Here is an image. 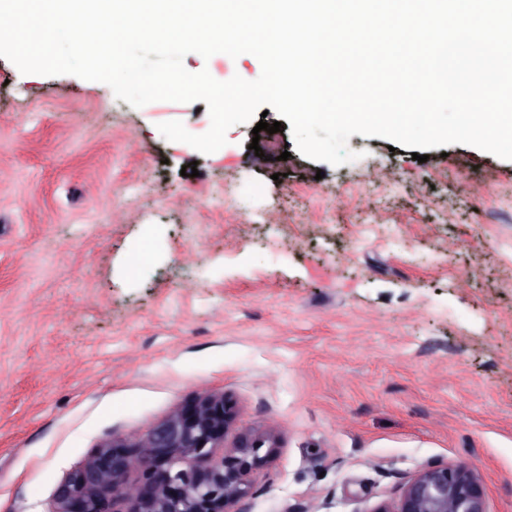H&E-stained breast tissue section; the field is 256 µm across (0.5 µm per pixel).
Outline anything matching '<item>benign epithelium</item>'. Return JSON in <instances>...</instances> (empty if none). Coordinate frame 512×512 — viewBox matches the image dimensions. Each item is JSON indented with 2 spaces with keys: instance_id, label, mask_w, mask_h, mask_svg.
<instances>
[{
  "instance_id": "7a95c632",
  "label": "benign epithelium",
  "mask_w": 512,
  "mask_h": 512,
  "mask_svg": "<svg viewBox=\"0 0 512 512\" xmlns=\"http://www.w3.org/2000/svg\"><path fill=\"white\" fill-rule=\"evenodd\" d=\"M234 420L224 397L205 395L139 440L114 439L58 485L52 512H244L253 473L276 448L266 432L226 445ZM141 475L128 484L131 471ZM373 512H487L483 487L460 465H428L394 506Z\"/></svg>"
}]
</instances>
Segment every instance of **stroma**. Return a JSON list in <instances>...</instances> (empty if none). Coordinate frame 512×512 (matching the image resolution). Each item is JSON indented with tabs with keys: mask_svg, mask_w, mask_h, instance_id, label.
<instances>
[{
	"mask_svg": "<svg viewBox=\"0 0 512 512\" xmlns=\"http://www.w3.org/2000/svg\"><path fill=\"white\" fill-rule=\"evenodd\" d=\"M171 120L210 127L0 57V512H52L106 442L207 394L277 442L245 512H374L434 463L512 512V161L355 134L334 167L273 111L203 155Z\"/></svg>",
	"mask_w": 512,
	"mask_h": 512,
	"instance_id": "obj_1",
	"label": "stroma"
}]
</instances>
